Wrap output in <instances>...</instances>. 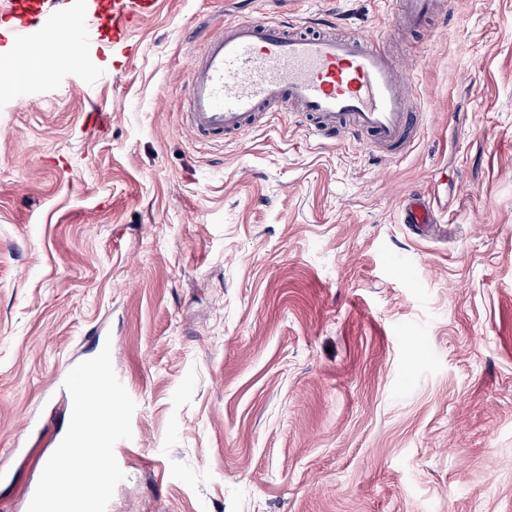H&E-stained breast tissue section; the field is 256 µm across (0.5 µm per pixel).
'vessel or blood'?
I'll return each instance as SVG.
<instances>
[{
    "label": "vessel or blood",
    "mask_w": 512,
    "mask_h": 512,
    "mask_svg": "<svg viewBox=\"0 0 512 512\" xmlns=\"http://www.w3.org/2000/svg\"><path fill=\"white\" fill-rule=\"evenodd\" d=\"M75 0H0V17L11 26L0 33V53L21 60L40 43L66 33L73 49L102 43L118 51L132 24L156 15L160 0H94L92 14ZM406 21L420 25L433 13L455 17L452 0H388ZM188 116L199 137L238 136L267 109L296 110L299 122L318 144L340 137L371 142L396 157L421 129L402 75L390 63L377 29L336 36L265 18L228 20L208 31L193 58L187 85ZM403 221L429 224L422 193H408Z\"/></svg>",
    "instance_id": "obj_1"
}]
</instances>
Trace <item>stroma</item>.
<instances>
[{
    "label": "stroma",
    "instance_id": "35a3bbf8",
    "mask_svg": "<svg viewBox=\"0 0 512 512\" xmlns=\"http://www.w3.org/2000/svg\"><path fill=\"white\" fill-rule=\"evenodd\" d=\"M375 28L426 126L396 158L271 112L184 125L221 20ZM162 0L127 53L0 54V512L112 343L136 404L109 512H512V0ZM436 233L400 221L405 194ZM384 4L396 6L395 11H401L406 21L413 26H419L424 20L436 11H441L443 23L447 26L448 21L455 17L453 0H378Z\"/></svg>",
    "mask_w": 512,
    "mask_h": 512
}]
</instances>
